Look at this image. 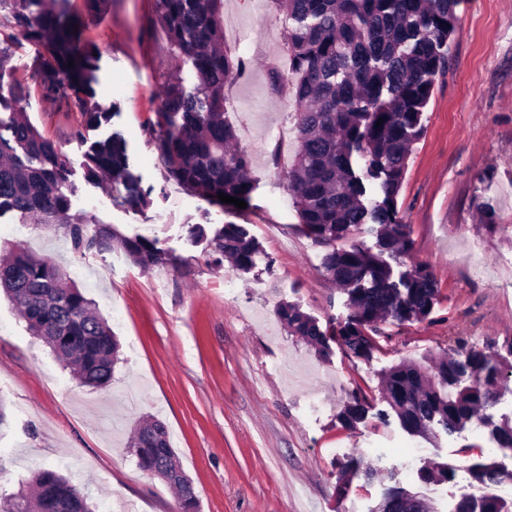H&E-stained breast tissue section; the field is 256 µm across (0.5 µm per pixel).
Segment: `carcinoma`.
<instances>
[{"mask_svg":"<svg viewBox=\"0 0 512 512\" xmlns=\"http://www.w3.org/2000/svg\"><path fill=\"white\" fill-rule=\"evenodd\" d=\"M69 0H0V13L18 35L41 44L42 62L31 78L42 96L74 102L83 122L99 125L111 112L95 99L94 51ZM286 29L289 96L297 108L298 149L288 169V191L304 233L330 247L324 271L348 293L354 309L339 329L341 344L356 357L374 348L369 333L380 321L420 319L438 294L431 272L418 264L394 276L390 264L352 241L369 224L380 252L400 257L409 250V225L397 196L413 145L423 134L422 116L436 76L449 66L448 43L457 32L459 0H271ZM150 24L163 29L173 54L190 65L193 88L181 77L166 80L155 119L145 132L168 177L209 202L222 192L249 201L253 186L248 155L233 147L225 88L245 68L224 42V0H154ZM10 50L0 42V216L14 212L39 224H64L74 249H121L139 267L163 265L169 255L158 240L126 237L105 225L90 226L69 214L65 157L22 112L28 87L12 81ZM73 66H68V63ZM381 125H376V122ZM87 176L110 184L132 206L147 203L125 140L117 133L86 154ZM380 195L367 197L366 184ZM215 251L240 271L253 264L257 243L241 224L224 225L212 239ZM0 289L21 311L32 335L70 366L82 384L104 387L119 361L120 344L107 321L95 314L67 274L44 257L15 250L0 256ZM279 318L289 332L321 348L326 334L298 306L284 303ZM501 373L492 355L461 343L427 375L411 363L390 369L382 397L404 430L428 435L439 425L448 434L480 419L499 393ZM366 401L355 396L345 422L363 420ZM501 448H512V424L493 425ZM132 448L139 467L176 489L179 512H196L197 496L182 472L164 424L143 422ZM484 489L511 479L491 461L469 466ZM387 495L400 512H433L414 493L394 486ZM0 512H91L86 497L61 474L42 469L28 490L0 496ZM455 512H512L496 494L466 496Z\"/></svg>","mask_w":512,"mask_h":512,"instance_id":"carcinoma-1","label":"carcinoma"}]
</instances>
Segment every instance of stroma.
<instances>
[{"mask_svg": "<svg viewBox=\"0 0 512 512\" xmlns=\"http://www.w3.org/2000/svg\"><path fill=\"white\" fill-rule=\"evenodd\" d=\"M230 2L246 22L234 51L247 61L227 89L230 118L254 185L247 207L231 213L169 179L144 133L165 77L195 83L165 33L148 28L153 0H112L98 15L87 0L69 2L97 50L96 98L116 113L110 124L85 128L73 103L45 101L35 87L26 112L65 156L72 212L129 237L158 238L171 261L141 268L116 249L80 254L63 226L0 217V255L23 249L54 261L95 301L121 345L106 388L80 385L0 296V402L9 422L0 491L15 492L49 468L97 512H178L174 490L143 471L130 446L134 426L155 417L194 484L198 512H373L395 483L424 494L434 512H453L469 492L470 464L489 457L512 470V448L495 447L477 421L451 436L410 435L383 400L381 381L402 362L430 370L463 340L502 354L509 373L486 416L512 420V0H461L457 8L449 68L435 79L397 196L411 251L392 263L397 272L426 266L437 300L423 320L381 323L366 358L338 339L351 314L348 294L326 275L324 246L301 228L287 161L269 156L276 127L295 118L288 96L270 88L277 49L267 32L285 26L269 6ZM0 41L10 47L15 78L29 80L42 47L6 24ZM115 131L151 190L147 206L128 205L86 174L90 144ZM230 222L258 243L248 271L208 244ZM195 224L205 237L190 236ZM284 302L318 321L326 352L288 333L277 314ZM357 393L368 409L351 428L342 414ZM406 449L416 452L412 462ZM353 459L377 476L346 471ZM442 464L454 469L449 479L421 481V469Z\"/></svg>", "mask_w": 512, "mask_h": 512, "instance_id": "35a3bbf8", "label": "stroma"}]
</instances>
